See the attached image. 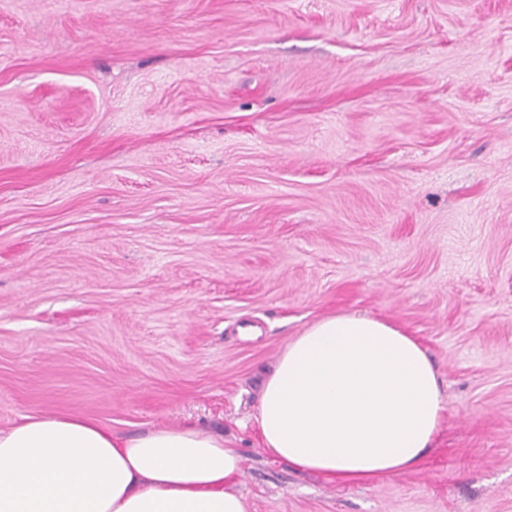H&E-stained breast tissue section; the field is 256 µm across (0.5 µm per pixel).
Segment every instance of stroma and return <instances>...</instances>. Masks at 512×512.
Returning a JSON list of instances; mask_svg holds the SVG:
<instances>
[{"mask_svg":"<svg viewBox=\"0 0 512 512\" xmlns=\"http://www.w3.org/2000/svg\"><path fill=\"white\" fill-rule=\"evenodd\" d=\"M417 336L425 464L272 456L317 318ZM235 439L250 512H512V0H0V427Z\"/></svg>","mask_w":512,"mask_h":512,"instance_id":"stroma-1","label":"stroma"}]
</instances>
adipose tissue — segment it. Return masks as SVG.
<instances>
[{
    "mask_svg": "<svg viewBox=\"0 0 512 512\" xmlns=\"http://www.w3.org/2000/svg\"><path fill=\"white\" fill-rule=\"evenodd\" d=\"M446 411L438 371L396 323L316 319L281 352L256 422L263 448L330 484L419 468ZM235 442L191 423L122 436L70 414L0 427V512H249Z\"/></svg>",
    "mask_w": 512,
    "mask_h": 512,
    "instance_id": "adipose-tissue-1",
    "label": "adipose tissue"
}]
</instances>
